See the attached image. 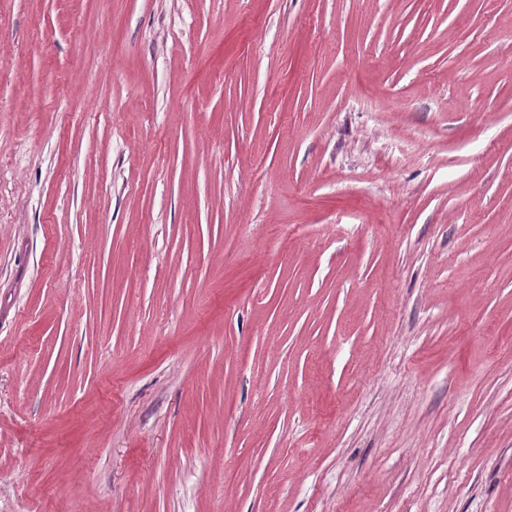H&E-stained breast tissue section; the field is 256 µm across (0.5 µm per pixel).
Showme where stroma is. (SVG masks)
Wrapping results in <instances>:
<instances>
[{"mask_svg": "<svg viewBox=\"0 0 512 512\" xmlns=\"http://www.w3.org/2000/svg\"><path fill=\"white\" fill-rule=\"evenodd\" d=\"M0 512H512V0H0Z\"/></svg>", "mask_w": 512, "mask_h": 512, "instance_id": "obj_1", "label": "stroma"}]
</instances>
